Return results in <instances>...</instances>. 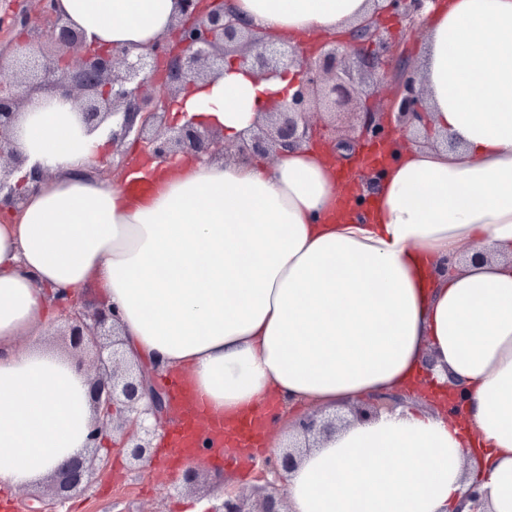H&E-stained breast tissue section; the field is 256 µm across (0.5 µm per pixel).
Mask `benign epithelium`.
I'll return each mask as SVG.
<instances>
[{"instance_id":"7a95c632","label":"benign epithelium","mask_w":512,"mask_h":512,"mask_svg":"<svg viewBox=\"0 0 512 512\" xmlns=\"http://www.w3.org/2000/svg\"><path fill=\"white\" fill-rule=\"evenodd\" d=\"M55 2L37 0L34 14L8 10L0 18V29L9 34L25 33L38 23L64 49L48 59L19 38L9 57L0 53V69L6 67L15 76L11 83L0 82V206L7 204L17 213L24 203L22 188L48 175L40 166L23 172L26 158L15 146L21 110L37 94L71 103L91 130L112 124L111 148L92 166L96 173L104 166L115 171L124 167L119 147L129 138L149 157L205 156L225 162L273 160L290 149L320 142L369 188L380 168L363 164L364 146L386 148L398 134L426 126L425 90L420 75L408 65V45L418 38L439 0H382L377 15L348 37L322 38L311 51L286 39L259 36L234 14L233 0H179L170 32L142 52L86 44L82 33L58 14ZM383 16L400 21L402 39L391 35ZM70 48L77 52L75 61L66 53ZM230 68L258 79L285 75L288 92L231 146L224 144L223 130L202 126L185 112L176 123L168 120L183 91ZM384 85L389 93L383 109L369 106L367 87ZM86 294L83 288L64 296L57 312L66 324L70 347L93 355L90 365L79 357L75 361L77 370L86 373L96 415L90 441L112 429L122 435L129 461L146 464L154 457L157 434L150 418L168 416L169 394L148 370L126 358L115 312L101 303L88 306ZM411 398L397 390L376 394L347 415L314 410L296 416L282 449L252 461L257 481L253 491L247 494L226 485L222 501L204 512H287L284 474L297 467L303 450L334 436L351 417L371 418ZM108 464L94 446L68 458L50 476L49 500L35 497L40 506L31 512H53L56 503L87 485Z\"/></svg>"}]
</instances>
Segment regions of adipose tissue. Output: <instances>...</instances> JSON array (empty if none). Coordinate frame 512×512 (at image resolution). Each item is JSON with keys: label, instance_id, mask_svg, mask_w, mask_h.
I'll use <instances>...</instances> for the list:
<instances>
[{"label": "adipose tissue", "instance_id": "obj_1", "mask_svg": "<svg viewBox=\"0 0 512 512\" xmlns=\"http://www.w3.org/2000/svg\"><path fill=\"white\" fill-rule=\"evenodd\" d=\"M234 7L259 35L291 39L343 36L375 11L373 0ZM59 8L87 43L139 49L178 14L177 0ZM421 78L433 133L458 148L404 138L359 221L327 150L149 159L103 180L89 168L105 137L71 104L32 98L16 147L51 176L0 221V486H34L88 444L86 378L45 327L57 290L92 286L131 357L185 374L211 415L414 391L308 453L286 477L289 512H512V0H442ZM261 87L228 72L171 115L223 127L230 144L257 118ZM135 177L149 190L127 192ZM448 256L455 272L434 279Z\"/></svg>", "mask_w": 512, "mask_h": 512}]
</instances>
